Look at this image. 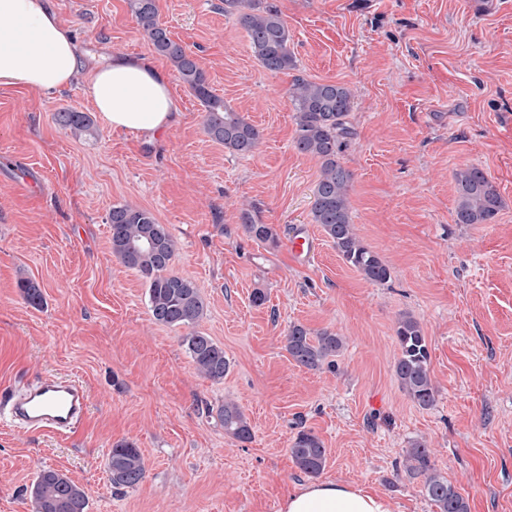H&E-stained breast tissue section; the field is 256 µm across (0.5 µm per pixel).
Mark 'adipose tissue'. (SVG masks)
I'll list each match as a JSON object with an SVG mask.
<instances>
[{
  "mask_svg": "<svg viewBox=\"0 0 512 512\" xmlns=\"http://www.w3.org/2000/svg\"><path fill=\"white\" fill-rule=\"evenodd\" d=\"M80 68L74 40L50 0H0V87L53 92ZM170 77L144 57H113L90 77L93 107L109 127L155 135L177 112ZM280 512H390L386 500L339 482L310 483L288 495Z\"/></svg>",
  "mask_w": 512,
  "mask_h": 512,
  "instance_id": "ef3b65f1",
  "label": "adipose tissue"
}]
</instances>
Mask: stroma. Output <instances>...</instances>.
Wrapping results in <instances>:
<instances>
[{
	"label": "stroma",
	"mask_w": 512,
	"mask_h": 512,
	"mask_svg": "<svg viewBox=\"0 0 512 512\" xmlns=\"http://www.w3.org/2000/svg\"><path fill=\"white\" fill-rule=\"evenodd\" d=\"M273 2L292 35V73L258 64L224 0H156L213 93L260 130L247 156L210 139L200 100L177 80L179 116L155 136L112 130L94 111L87 75L100 60L148 57L173 71L129 0H52L81 74L49 94L0 87V385L53 371L91 394L68 437L22 435L0 419V512H31L28 490L46 468L84 489L88 512H279L309 481L289 452L302 430L327 450L320 481L380 494L391 512H438L404 470L419 441L470 512H512V0ZM297 75L354 93L341 160L355 230L389 266L386 283L365 281L312 221L319 163L293 144ZM66 108L90 113L94 133L59 128ZM470 165L501 195L495 223L453 220L454 175ZM31 170L42 186L18 192L13 179ZM125 203L174 237L172 271L201 290L196 329L223 347V382L198 374L187 328L151 321L144 279L113 256L107 216ZM245 204L277 245L244 232ZM302 228L316 251L297 263L287 240ZM22 278L41 289L40 308L24 301ZM404 313L427 336L438 395L426 410L394 373ZM293 324L343 337L336 370L292 361ZM225 403L244 411L250 441L225 433ZM122 440L141 449L146 473L117 490L107 454Z\"/></svg>",
	"instance_id": "obj_1"
}]
</instances>
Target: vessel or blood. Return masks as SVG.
<instances>
[{
	"instance_id": "obj_1",
	"label": "vessel or blood",
	"mask_w": 512,
	"mask_h": 512,
	"mask_svg": "<svg viewBox=\"0 0 512 512\" xmlns=\"http://www.w3.org/2000/svg\"><path fill=\"white\" fill-rule=\"evenodd\" d=\"M315 242L308 232L295 230L288 250L298 262L310 259ZM89 396L83 384L66 374L40 375L0 388V415L22 433L73 435L84 423Z\"/></svg>"
}]
</instances>
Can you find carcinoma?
<instances>
[{
    "instance_id": "obj_1",
    "label": "carcinoma",
    "mask_w": 512,
    "mask_h": 512,
    "mask_svg": "<svg viewBox=\"0 0 512 512\" xmlns=\"http://www.w3.org/2000/svg\"><path fill=\"white\" fill-rule=\"evenodd\" d=\"M131 9L153 50L170 61L176 78L204 104L205 130L211 140L233 154L253 152L261 141V132L211 91L196 56L173 40L159 22L156 0H131ZM224 13L237 16L252 55L264 70L279 74L296 68L288 26L270 0H224ZM288 94L296 120L294 147L320 162L311 207L313 223L322 227L338 256L363 279L373 284L386 282L391 277L390 268L354 230L349 202L353 173L340 161L352 135L348 122L352 91L344 84L311 82L296 76ZM55 120L61 129L75 135L92 126L87 113L71 109L56 113ZM455 184V223H494L503 201L487 173L477 166H467L455 173ZM240 219L251 237L277 243V233L271 225L258 223L255 209L242 210ZM108 224L112 254L139 273L148 285L151 320L169 327L195 326L205 314L206 303L192 279L170 272L176 244L167 226L158 223L151 211L127 204L112 206ZM18 288L28 305L41 307L43 294L34 283L22 279ZM395 336L399 355L394 371L401 388L414 404L429 409L436 403L437 389L430 375L424 330L420 322L404 315L397 320ZM183 343L198 373L213 382L224 380L228 370L224 348L200 332L184 337ZM343 349V338L331 331L314 334L300 324L288 328L286 350L300 367L334 369ZM217 416L224 431L236 439L244 442L252 438L250 423L239 406L226 403L218 409ZM290 456L302 473L314 477L325 467L326 448L318 436L303 430L294 438ZM107 468L116 488L139 484L146 472L141 450L128 441L112 446ZM404 469L412 477H424L423 493L439 512H469L467 500L437 471L425 444L418 442L407 451ZM29 499L32 512H87L84 490L55 470L38 474Z\"/></svg>"
}]
</instances>
